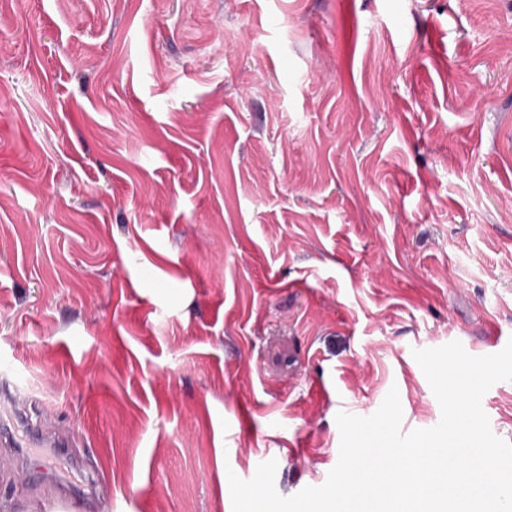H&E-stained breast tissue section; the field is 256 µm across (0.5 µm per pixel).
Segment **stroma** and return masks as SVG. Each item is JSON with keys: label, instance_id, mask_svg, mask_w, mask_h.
<instances>
[{"label": "stroma", "instance_id": "1", "mask_svg": "<svg viewBox=\"0 0 512 512\" xmlns=\"http://www.w3.org/2000/svg\"><path fill=\"white\" fill-rule=\"evenodd\" d=\"M454 340H512V0H0V390L69 444L0 445V512L322 485Z\"/></svg>", "mask_w": 512, "mask_h": 512}]
</instances>
